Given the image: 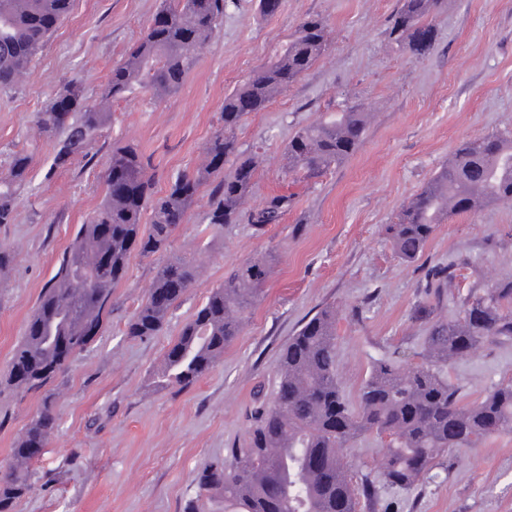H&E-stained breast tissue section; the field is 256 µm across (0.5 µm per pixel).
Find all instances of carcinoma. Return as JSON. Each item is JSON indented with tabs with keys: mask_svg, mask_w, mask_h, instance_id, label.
<instances>
[{
	"mask_svg": "<svg viewBox=\"0 0 512 512\" xmlns=\"http://www.w3.org/2000/svg\"><path fill=\"white\" fill-rule=\"evenodd\" d=\"M226 0H163L161 25L149 23L124 61L113 67L99 99L90 101L82 85L65 84L57 93L70 100L61 112L55 102L35 113L40 129L59 136L56 163L88 155L92 142L112 121V101L147 86L159 97L181 89L196 62L197 49L217 35ZM440 0H399L391 34L414 56L433 45L430 18ZM72 0H0V89L26 74L48 37L67 19ZM326 47V20L306 18L298 35L275 59L256 70L224 97L223 125L204 147L217 160L178 177L162 196L146 174L144 158L131 144L112 147L104 173V198L79 225L58 271L44 289L15 349L6 384L21 393L43 392V406L11 448L12 464L0 473V512H13L30 488L29 470L55 427V382L68 362L93 337L112 311V291L125 277L133 251L151 257L166 249L175 225L184 221L209 188V223L237 222L260 159L238 150L236 130L250 111L264 110L304 75ZM371 114L337 112L302 127L284 150L288 172L319 173L338 166L362 146ZM28 156L14 158L0 175V224L13 220L16 184ZM512 200V135L496 133L462 142L448 161L386 225L394 253L415 261L438 225L452 216L475 215ZM288 197L274 196L251 214L256 226L277 224ZM150 226L142 230L144 212ZM273 256L251 260L212 289L181 328L154 374L158 389L189 388L224 356L243 330L246 311L257 300ZM197 277L183 260L159 266L153 287L126 324L125 334L159 335L173 309ZM454 278L453 268L434 271L427 287L441 302L440 285ZM461 316L448 320L425 314L426 332L419 364L402 360L375 363L364 379L357 403L344 396L336 379V307L325 304L288 338L279 357L272 397H257L247 415L245 439L229 449L225 462L200 468L193 479L195 497L184 512L224 504V512H376L380 489H417L448 470L445 457L457 448H475L512 433V381L476 401L465 403L445 377L455 359L475 352L485 340L512 337V279L496 281L482 293L461 299ZM367 438L384 450L380 478L360 473L344 451Z\"/></svg>",
	"mask_w": 512,
	"mask_h": 512,
	"instance_id": "1",
	"label": "carcinoma"
}]
</instances>
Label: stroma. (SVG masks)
Listing matches in <instances>:
<instances>
[{
	"mask_svg": "<svg viewBox=\"0 0 512 512\" xmlns=\"http://www.w3.org/2000/svg\"><path fill=\"white\" fill-rule=\"evenodd\" d=\"M159 2L73 0L23 80L0 91V173L14 156L30 157L15 219L0 224V245L14 255L0 271V375L78 225L102 200L113 145H140L156 192L165 193L199 166L225 95L270 62L304 19H326L328 46L236 131L240 151L261 159L244 220L216 228L203 200L166 252L132 254L108 322L59 382L56 427L15 512H183L196 471L242 443L256 390L271 387L281 348L321 304L340 314L337 373L353 401L375 362H416L426 328L412 312L431 300L429 268L455 267L440 310L450 319L459 316V295L512 278V203L452 217L412 263L385 234L461 141L512 132V0H443L431 21L434 47L419 58L390 36L398 0H279L271 15L259 0H231L177 94L159 99L135 88L113 103L112 122L86 157L56 165L58 140L34 114L72 79L97 99ZM352 105L372 114L358 152L320 175L288 176L283 149L295 131ZM276 195L289 198L280 223L250 224L248 213ZM268 253L275 261L263 293L223 358L193 387L155 390L152 373L211 289ZM173 259L196 266L194 287L159 335H125L157 268ZM446 375L464 401H475L512 380V338L487 340ZM41 407V395L0 390V468ZM379 512H512V433L455 452L447 472L422 489L384 490Z\"/></svg>",
	"mask_w": 512,
	"mask_h": 512,
	"instance_id": "1",
	"label": "stroma"
}]
</instances>
